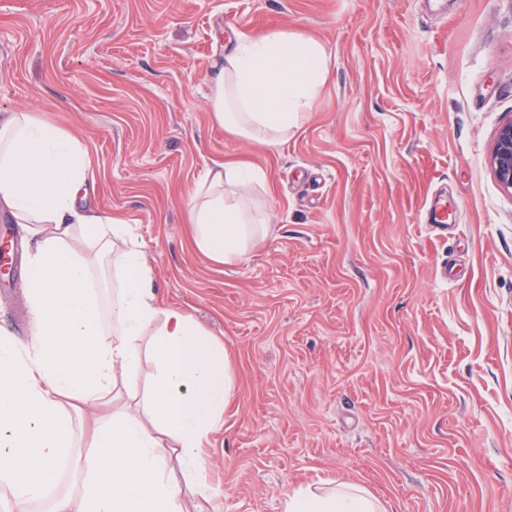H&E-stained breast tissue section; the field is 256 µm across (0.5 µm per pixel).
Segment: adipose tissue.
Returning <instances> with one entry per match:
<instances>
[{
	"instance_id": "obj_1",
	"label": "adipose tissue",
	"mask_w": 512,
	"mask_h": 512,
	"mask_svg": "<svg viewBox=\"0 0 512 512\" xmlns=\"http://www.w3.org/2000/svg\"><path fill=\"white\" fill-rule=\"evenodd\" d=\"M214 125L273 147L312 109L328 70L326 48L299 33L240 35L216 62ZM91 174L80 142L19 110L0 116V207L25 227L32 311L30 349L0 333V512H188L204 494L199 450L222 420L231 393L223 343L181 308L161 306L152 266L121 215L86 200ZM262 171L219 163L192 192L187 218L195 249L216 264L242 258L268 224L240 194ZM117 245V287L106 290L75 247L77 234ZM148 340L158 374L140 401L117 390L136 373ZM108 401L92 445L75 453L68 404ZM177 457H170V449ZM285 512H387L364 487L300 488Z\"/></svg>"
}]
</instances>
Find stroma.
Returning a JSON list of instances; mask_svg holds the SVG:
<instances>
[{"label": "stroma", "mask_w": 512, "mask_h": 512, "mask_svg": "<svg viewBox=\"0 0 512 512\" xmlns=\"http://www.w3.org/2000/svg\"><path fill=\"white\" fill-rule=\"evenodd\" d=\"M270 30L329 54L272 148L208 109L216 49ZM18 109L79 138L93 205L231 356L201 512H284L331 481L388 512H512V195L488 165L512 121V0H0V113ZM219 162L265 172L247 204L272 226L224 265L186 220ZM27 282L0 270L23 347Z\"/></svg>", "instance_id": "1"}]
</instances>
